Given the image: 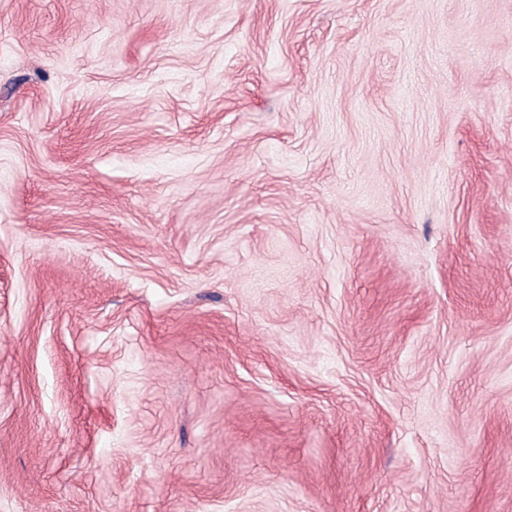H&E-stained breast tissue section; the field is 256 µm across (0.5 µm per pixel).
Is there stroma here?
Segmentation results:
<instances>
[{"label":"stroma","instance_id":"35a3bbf8","mask_svg":"<svg viewBox=\"0 0 512 512\" xmlns=\"http://www.w3.org/2000/svg\"><path fill=\"white\" fill-rule=\"evenodd\" d=\"M0 512H512V0H0Z\"/></svg>","mask_w":512,"mask_h":512}]
</instances>
